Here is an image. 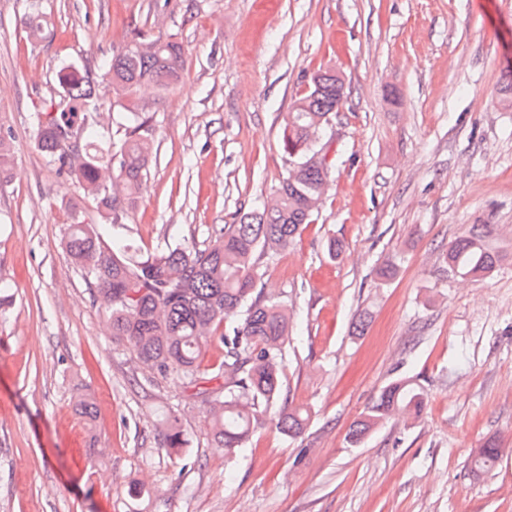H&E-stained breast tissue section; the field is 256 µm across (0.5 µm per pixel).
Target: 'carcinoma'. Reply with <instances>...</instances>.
<instances>
[{
    "label": "carcinoma",
    "mask_w": 512,
    "mask_h": 512,
    "mask_svg": "<svg viewBox=\"0 0 512 512\" xmlns=\"http://www.w3.org/2000/svg\"><path fill=\"white\" fill-rule=\"evenodd\" d=\"M46 21L31 13L25 22L28 40L42 38ZM184 68L182 47L173 41L136 42L99 65L113 100H104L94 81L74 67L57 75L59 99L43 102L34 112L35 147L59 163L75 180L80 196L95 203L99 223L68 225L63 250L87 283L101 293L109 311L112 336L128 342L140 362L154 374L176 376L186 385L204 378L201 362L209 342L224 344V362L212 378L224 377V392L207 401L213 438L219 448H242L256 426L280 400V373L288 342L287 306L257 288L261 256L287 249L318 209L327 173L312 161L317 140L336 115L344 85L321 68L310 79L287 113L283 151L292 166L273 197L260 208L243 212L236 222L220 228L204 250L165 246L141 252L121 237L129 212L141 198L154 141L149 118L134 107L122 119L131 131L120 146L91 132L95 114L116 101H129L148 86L167 90ZM13 169L10 140L0 135V183ZM492 225L475 224L448 243L444 262L462 276H485L501 261L486 238ZM241 316L232 332L218 333L229 318ZM424 394L410 378L383 387L363 417L350 429L349 443L361 445L395 413L418 418ZM78 415L94 419V400L82 395ZM309 420L300 407H283L277 428L299 436ZM163 445L182 448L183 433L164 429ZM500 448L490 440L471 456V472L484 475L495 467Z\"/></svg>",
    "instance_id": "cac0c4a2"
}]
</instances>
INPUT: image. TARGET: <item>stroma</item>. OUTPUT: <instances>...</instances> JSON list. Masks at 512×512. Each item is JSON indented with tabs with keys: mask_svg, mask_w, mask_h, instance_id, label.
Segmentation results:
<instances>
[{
	"mask_svg": "<svg viewBox=\"0 0 512 512\" xmlns=\"http://www.w3.org/2000/svg\"><path fill=\"white\" fill-rule=\"evenodd\" d=\"M32 7L47 20L37 43L23 24ZM143 38L185 53L173 87L135 99L154 153L126 223L145 251L205 249L261 207L289 168L293 101L318 68L344 77L321 136L322 203L260 264V287L291 312L281 380L310 414L298 437L273 410L245 447H216L203 396L113 339L101 294L60 246L97 213L71 207L78 192L36 150L30 115L60 68L99 78L101 58ZM508 70L512 0H0V133L15 155L0 185V512H512ZM472 224L493 225L502 260L461 278L443 256ZM387 256L398 273L377 280ZM400 377L421 386V419L396 415L349 445ZM80 392L96 400L90 428ZM170 417L186 447H163ZM490 439L501 461L473 476L470 455Z\"/></svg>",
	"mask_w": 512,
	"mask_h": 512,
	"instance_id": "obj_1",
	"label": "stroma"
}]
</instances>
